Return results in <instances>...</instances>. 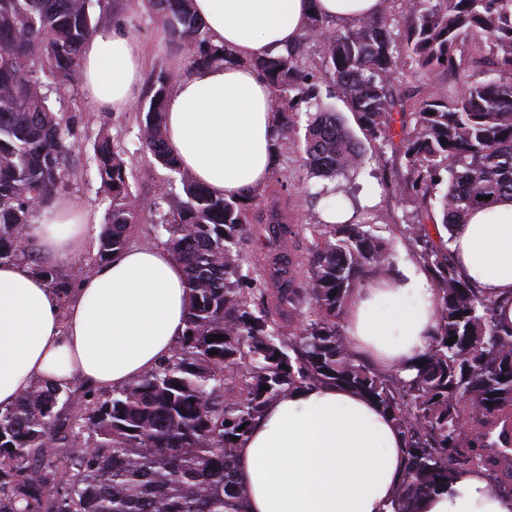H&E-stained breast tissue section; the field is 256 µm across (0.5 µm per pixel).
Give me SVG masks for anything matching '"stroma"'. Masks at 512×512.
Returning <instances> with one entry per match:
<instances>
[{
  "label": "stroma",
  "mask_w": 512,
  "mask_h": 512,
  "mask_svg": "<svg viewBox=\"0 0 512 512\" xmlns=\"http://www.w3.org/2000/svg\"><path fill=\"white\" fill-rule=\"evenodd\" d=\"M90 10L93 15L106 16L108 23L122 24L142 48V82L134 106L123 112L104 110L88 97L80 79H73L66 89L60 91L50 73L38 69L34 77L41 93L47 95L55 110L81 117L72 140L75 167L61 195L78 200L90 209L95 219L90 235L95 238L107 222L110 206L109 199L100 189L93 163V144L98 132H107L114 145L124 150L131 170V189L141 201L150 203L162 196L170 199L181 193L179 175L161 167L141 146L143 114L139 107L148 102L150 85L157 74L166 73L172 79H179L188 71L189 62L186 51L169 41L147 0H91ZM461 50L463 64L458 73L452 76L441 74L418 82L417 98L450 95L455 87L486 70L483 54L474 42H465ZM302 54L307 65L321 76L318 85L320 101L336 110L350 130H357L353 114L340 99L332 79L324 74L321 44L316 41L304 43ZM303 142V134L291 136L254 203L255 208L260 209L267 199L278 198L289 223L301 225L302 230L293 248V255L298 259L305 257L310 247V225L322 223L323 213L332 200L324 195L310 196V189L321 190L325 181L321 178L307 179L303 166ZM402 176L400 161L392 155L384 165L369 162L335 180L340 189L337 198L350 203L355 223L371 225L377 235L388 243L398 266L415 257L403 234L405 224L412 221L414 205L399 188Z\"/></svg>",
  "instance_id": "35a3bbf8"
}]
</instances>
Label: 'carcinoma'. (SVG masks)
<instances>
[{
    "label": "carcinoma",
    "mask_w": 512,
    "mask_h": 512,
    "mask_svg": "<svg viewBox=\"0 0 512 512\" xmlns=\"http://www.w3.org/2000/svg\"><path fill=\"white\" fill-rule=\"evenodd\" d=\"M90 2L0 0V261L31 259L22 231L70 177L66 141L76 135L77 115L52 110L32 64L73 79L83 45L103 24ZM149 3L190 66L231 60L211 43L192 0ZM402 13L397 35L385 10L346 30L315 17L294 48L256 67L271 87L275 153L294 132L299 105L316 102L303 149L310 176L336 177L366 162L336 112L314 94L301 47L318 33L325 73L372 144L371 159L385 158L388 148L404 158L401 189L415 204L406 231L440 296L431 347L419 358L423 366L413 365L415 376L381 373L360 359L338 322L356 288L393 270L386 244L363 224H318L307 256L295 260L298 225L277 201L255 212L257 189L241 198L214 195L169 153L171 76L163 73L143 109L141 139L180 175L182 195L154 228L185 270V333L169 359L124 387L80 400L68 385L36 384L0 410V512H247L239 441L269 403L318 384L354 390L400 426L407 463L392 512H417L421 498L448 489L460 471L481 468L495 483L512 478V461L499 466L488 440L512 416V326L500 324L495 302L461 278L437 232L439 223L451 231L470 210L512 199V0H403ZM474 38L495 70L410 111L399 77L455 74L460 44ZM94 161L112 204L92 257L97 265L126 248L128 226L145 207L104 133ZM248 224L263 225L281 247L266 269L252 267L237 247ZM43 273L65 296L76 278ZM215 334L222 340L206 342Z\"/></svg>",
    "instance_id": "carcinoma-1"
}]
</instances>
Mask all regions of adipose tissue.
<instances>
[{"label": "adipose tissue", "mask_w": 512, "mask_h": 512, "mask_svg": "<svg viewBox=\"0 0 512 512\" xmlns=\"http://www.w3.org/2000/svg\"><path fill=\"white\" fill-rule=\"evenodd\" d=\"M383 0H193L213 45L231 63L188 71L166 100L169 152L217 195L241 197L273 168L276 123L254 59L293 48L312 17L352 24L378 15ZM141 50L120 27L84 45L80 73L89 96L115 112L134 101ZM90 211L61 201L33 229L43 257L64 260L87 243ZM448 248L459 274L499 304L512 323V201L470 213ZM188 304L181 263L162 247H128L84 275L62 301L25 261L0 264V408L35 383L80 379L98 390L125 385L171 356ZM439 297L427 271L356 289L345 307V341L383 370L412 365L436 329ZM248 512H391L406 464L402 434L368 399L333 385L291 391L270 404L237 450ZM419 512H512V495L472 468Z\"/></svg>", "instance_id": "obj_1"}]
</instances>
